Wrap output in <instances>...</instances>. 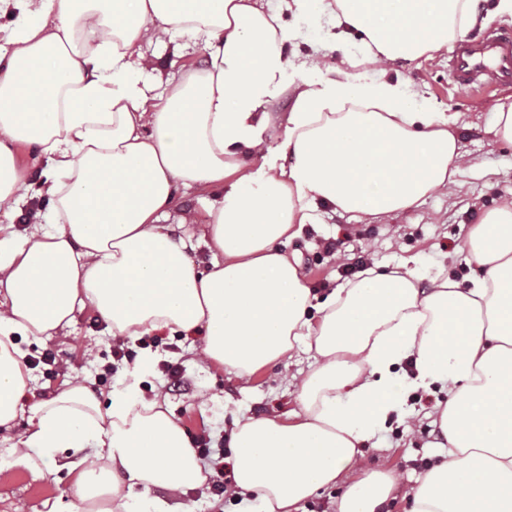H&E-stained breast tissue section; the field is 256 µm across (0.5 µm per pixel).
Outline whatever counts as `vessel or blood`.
Here are the masks:
<instances>
[{"label":"vessel or blood","mask_w":512,"mask_h":512,"mask_svg":"<svg viewBox=\"0 0 512 512\" xmlns=\"http://www.w3.org/2000/svg\"><path fill=\"white\" fill-rule=\"evenodd\" d=\"M450 66L454 79L463 87L512 84V32L496 30L459 42Z\"/></svg>","instance_id":"1"}]
</instances>
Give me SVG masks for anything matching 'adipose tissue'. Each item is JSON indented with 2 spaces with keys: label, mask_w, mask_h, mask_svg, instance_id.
I'll return each mask as SVG.
<instances>
[{
  "label": "adipose tissue",
  "mask_w": 512,
  "mask_h": 512,
  "mask_svg": "<svg viewBox=\"0 0 512 512\" xmlns=\"http://www.w3.org/2000/svg\"><path fill=\"white\" fill-rule=\"evenodd\" d=\"M333 18L327 42L358 35L337 76L311 56L288 58L284 13ZM17 14L0 72V210L32 196L24 235L0 225V426L28 412L6 457L28 464L91 447L80 461L78 512H165L151 487H202L205 468L135 363L108 405L83 386L30 402L35 378L21 340L67 335L93 308L112 337L168 329L202 336L201 354L237 376L315 351L301 410L284 421L236 417L229 433L232 492L258 512H294L343 486L336 512H380L400 494L393 472L363 470L362 443L409 391L447 390L438 426L448 458L410 493L409 512H512V200L467 240L484 278L460 287L440 267L429 291L412 272L370 268L319 296L279 249L321 206L377 224L421 205L459 169L460 113L416 107L393 66L446 48L512 0H0ZM202 40L203 69L155 98L159 74L142 46ZM380 68L365 81L357 71ZM294 82H287V74ZM292 90L282 147L261 103ZM289 164H282L280 151ZM38 168L30 181L29 168ZM205 194L201 267L165 223L174 188ZM411 375L400 376L405 360Z\"/></svg>",
  "instance_id": "obj_1"
}]
</instances>
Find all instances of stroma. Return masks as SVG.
I'll list each match as a JSON object with an SVG mask.
<instances>
[{"mask_svg": "<svg viewBox=\"0 0 512 512\" xmlns=\"http://www.w3.org/2000/svg\"><path fill=\"white\" fill-rule=\"evenodd\" d=\"M286 27L296 33L286 43V56H305L323 44L331 21L326 17L284 14ZM358 38H350L335 48L324 49L327 67L342 65L346 55L357 52ZM149 55L158 59L163 78L175 84L192 71L204 67L207 53L202 42L189 40L180 52L169 47H152ZM449 50L429 58L402 63L395 75L407 90L435 112L464 113L466 124L458 132L461 151L469 162L462 166L447 191L428 198L421 206L408 210L383 224H358L348 215L322 208L320 220L305 225L301 232L280 246L281 252L302 266L313 293L323 296L346 281L347 269L364 266L392 270L408 265L429 282L442 261L455 267L461 287H469L484 270L471 262L466 249L469 234L485 212L504 199H512V182L502 180V169L512 167V145L496 141L490 131L498 99L512 94V87L484 86L458 88L452 81ZM177 210L195 214L197 221L181 228L188 237V252L199 264L210 259L201 243V225L207 216L197 191L176 186ZM340 241L338 252L326 245ZM202 339L183 336L169 330L155 331L144 340H114L98 313L90 308L76 316L69 335L43 343L26 341L22 347L38 357L49 352L54 364L34 368L37 377L35 399L46 400L67 385L88 387L100 402L108 396L132 358L143 349L157 351L158 358L144 382L146 391H159L173 418L179 422L194 446L218 453L226 447V432L237 413L252 416L275 415L288 420L301 409L296 382L314 364L313 352L296 350L289 363L267 365L248 377L240 378L216 363L199 362L196 351ZM126 352L125 360H115L113 349ZM178 366L177 376H168L165 367ZM445 391L435 388L410 393L400 415L375 432L364 446L368 469L390 470L404 487H411L429 468L447 458L441 448L440 430L435 423L436 410L447 400ZM73 452H59L33 468L16 463L0 469V512H50L55 503H71L77 479L67 468ZM150 498L164 501L171 512H243L237 497L214 495L210 486L173 492L161 486L151 487Z\"/></svg>", "mask_w": 512, "mask_h": 512, "instance_id": "obj_1", "label": "stroma"}]
</instances>
